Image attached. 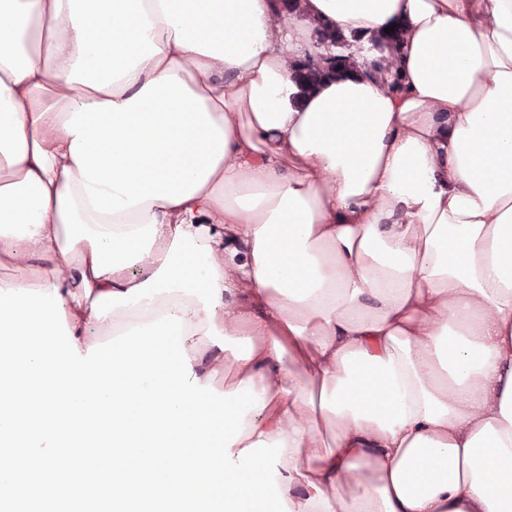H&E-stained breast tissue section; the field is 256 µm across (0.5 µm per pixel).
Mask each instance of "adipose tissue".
Masks as SVG:
<instances>
[{
    "label": "adipose tissue",
    "mask_w": 512,
    "mask_h": 512,
    "mask_svg": "<svg viewBox=\"0 0 512 512\" xmlns=\"http://www.w3.org/2000/svg\"><path fill=\"white\" fill-rule=\"evenodd\" d=\"M0 259L83 352L182 317L291 512H512V0H0ZM334 59V56H328L325 60ZM334 64L328 70H321L314 67H311L306 64H302L299 66L298 70L295 72V80L303 87H311L319 82L324 77L332 74V73H344L349 69V56L345 54L344 51H340L336 54L334 59Z\"/></svg>",
    "instance_id": "adipose-tissue-1"
}]
</instances>
